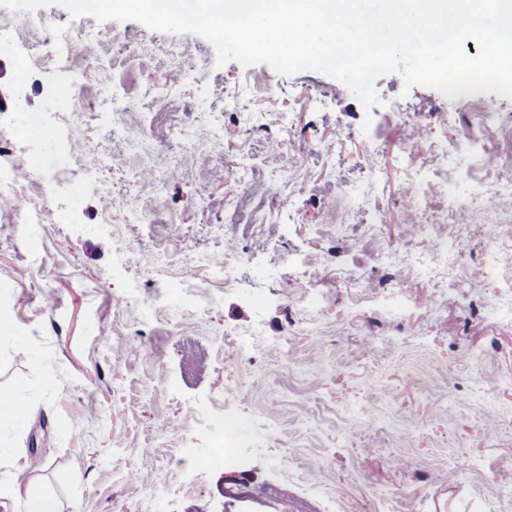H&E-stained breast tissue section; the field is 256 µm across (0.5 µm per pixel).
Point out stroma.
Masks as SVG:
<instances>
[{
    "label": "stroma",
    "instance_id": "stroma-1",
    "mask_svg": "<svg viewBox=\"0 0 512 512\" xmlns=\"http://www.w3.org/2000/svg\"><path fill=\"white\" fill-rule=\"evenodd\" d=\"M0 22L19 33L0 41L9 177L60 184L33 223L0 202V389L27 406L0 422V512H25L7 480L33 463L59 512H260L226 509L237 473L273 512H512V236L493 276L477 235L454 277L414 261L421 217L451 240L477 220L465 199L503 179L466 152L473 113L397 73L367 108L316 71L221 65L198 35L57 5L0 6ZM62 30L98 44L80 95L68 72L25 60ZM175 61L197 80L176 82ZM167 123L160 150L152 132ZM74 131L100 185H77ZM146 166L161 194L139 181ZM245 193L262 200L257 225L227 235ZM137 201L146 217L126 223ZM227 248L253 261L217 284L210 261ZM243 336L248 358L226 366ZM213 415L239 423V464L210 444Z\"/></svg>",
    "mask_w": 512,
    "mask_h": 512
}]
</instances>
